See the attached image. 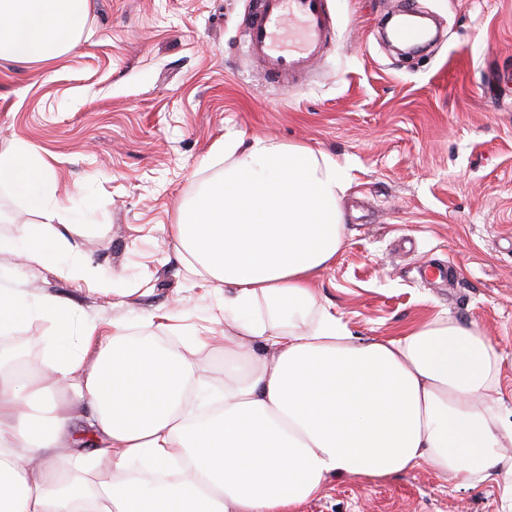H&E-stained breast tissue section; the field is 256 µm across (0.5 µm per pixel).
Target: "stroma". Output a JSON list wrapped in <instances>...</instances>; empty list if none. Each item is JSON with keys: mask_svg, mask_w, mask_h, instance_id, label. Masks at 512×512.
Masks as SVG:
<instances>
[{"mask_svg": "<svg viewBox=\"0 0 512 512\" xmlns=\"http://www.w3.org/2000/svg\"><path fill=\"white\" fill-rule=\"evenodd\" d=\"M251 0H91L82 36L48 63L0 60V152L23 142L56 177L61 256L0 253V286L49 295L68 334L29 314L33 359L79 351L84 321L192 350L190 328L224 330V286L193 274L168 234L178 207L224 169L225 135L297 144L349 167L344 246L315 282L360 336L389 337L442 313L477 324L504 356L492 396L512 422V0H413L436 41L399 54L382 31L400 0H327L335 42L307 84L282 91L249 59ZM0 238L41 224L0 187ZM86 264L76 278L68 266ZM164 312L185 334L148 318ZM302 512H512L503 486L463 488L427 468L332 481Z\"/></svg>", "mask_w": 512, "mask_h": 512, "instance_id": "obj_1", "label": "stroma"}]
</instances>
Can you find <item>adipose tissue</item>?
Returning a JSON list of instances; mask_svg holds the SVG:
<instances>
[{
  "label": "adipose tissue",
  "instance_id": "1",
  "mask_svg": "<svg viewBox=\"0 0 512 512\" xmlns=\"http://www.w3.org/2000/svg\"><path fill=\"white\" fill-rule=\"evenodd\" d=\"M90 0H0V59L50 61L82 33ZM224 174L169 232L199 277L224 285V394L206 418V365L134 341L123 321L84 325L82 350L20 371L0 363V512H301L335 478L433 470L512 497V426L488 393L502 356L474 324L441 316L363 338L318 304L341 251L337 201L351 174L330 155L233 136ZM47 234L1 240L43 260L67 241L51 164L27 144L0 153ZM96 480L66 482L70 461Z\"/></svg>",
  "mask_w": 512,
  "mask_h": 512
}]
</instances>
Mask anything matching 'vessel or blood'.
Instances as JSON below:
<instances>
[{
  "instance_id": "b4317fda",
  "label": "vessel or blood",
  "mask_w": 512,
  "mask_h": 512,
  "mask_svg": "<svg viewBox=\"0 0 512 512\" xmlns=\"http://www.w3.org/2000/svg\"><path fill=\"white\" fill-rule=\"evenodd\" d=\"M245 37L246 52L263 77L293 88L333 40L327 0H252Z\"/></svg>"
}]
</instances>
